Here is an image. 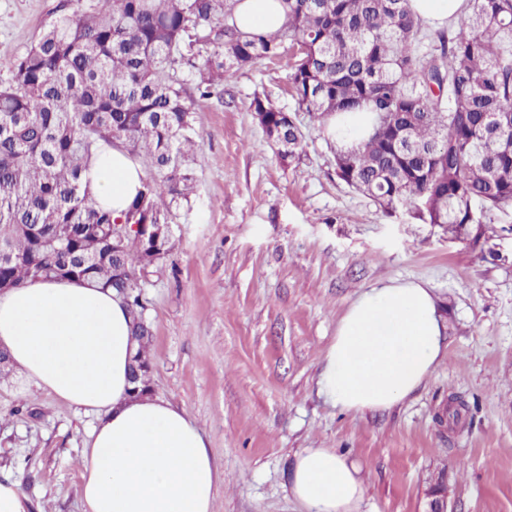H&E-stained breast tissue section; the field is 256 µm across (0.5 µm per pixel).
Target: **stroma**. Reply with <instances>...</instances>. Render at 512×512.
<instances>
[{"label":"stroma","mask_w":512,"mask_h":512,"mask_svg":"<svg viewBox=\"0 0 512 512\" xmlns=\"http://www.w3.org/2000/svg\"><path fill=\"white\" fill-rule=\"evenodd\" d=\"M64 0H0V85ZM293 53L224 80L198 102L194 189L169 216L171 255L138 269L153 329V395L184 407L224 471L212 512H299L294 458L333 448L356 463L360 512H424L448 482L450 512H512V208L482 231L385 212L335 173L336 146L289 92ZM293 114L300 159L283 163L249 105L254 91ZM394 279L426 282L448 349L411 396L344 412L318 391L350 304ZM468 405L456 429L449 401ZM96 416L0 376V478L34 512H85L82 466Z\"/></svg>","instance_id":"35a3bbf8"}]
</instances>
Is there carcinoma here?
<instances>
[{"label": "carcinoma", "mask_w": 512, "mask_h": 512, "mask_svg": "<svg viewBox=\"0 0 512 512\" xmlns=\"http://www.w3.org/2000/svg\"><path fill=\"white\" fill-rule=\"evenodd\" d=\"M239 0H101L47 24L0 85V282L14 288L66 270L123 295L139 348L130 367L150 389L153 331L137 293L149 241L112 225L154 223L189 202L196 102L224 94L226 76L297 49V110L320 127L360 108V142L336 150V176L384 210L429 224L482 228L481 212L512 206V0H467L457 25L432 30L411 0H282L274 33L244 32ZM193 77L190 96L179 77ZM250 108L282 160L304 133L265 93ZM149 168L122 218L83 184L103 146Z\"/></svg>", "instance_id": "cac0c4a2"}]
</instances>
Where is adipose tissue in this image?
Segmentation results:
<instances>
[{"label":"adipose tissue","mask_w":512,"mask_h":512,"mask_svg":"<svg viewBox=\"0 0 512 512\" xmlns=\"http://www.w3.org/2000/svg\"><path fill=\"white\" fill-rule=\"evenodd\" d=\"M237 25L273 32L281 0H238ZM141 163L120 147L92 163L86 185L97 206L123 216L144 189ZM0 348L30 385L97 413L83 458L86 512H211L220 472L204 432L185 408L134 395L127 304L88 280L36 279L0 292ZM444 324L430 288L391 280L369 288L340 320L318 380L347 412L385 410L413 394L444 358ZM288 491L302 512H358L356 465L331 448L295 456Z\"/></svg>","instance_id":"adipose-tissue-1"}]
</instances>
